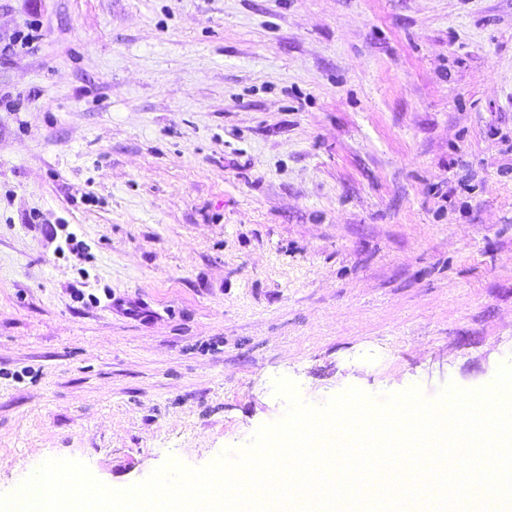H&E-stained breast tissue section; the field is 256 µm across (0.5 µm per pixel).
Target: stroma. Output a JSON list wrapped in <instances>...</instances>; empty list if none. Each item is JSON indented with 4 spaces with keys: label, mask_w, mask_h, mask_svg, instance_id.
I'll list each match as a JSON object with an SVG mask.
<instances>
[{
    "label": "stroma",
    "mask_w": 512,
    "mask_h": 512,
    "mask_svg": "<svg viewBox=\"0 0 512 512\" xmlns=\"http://www.w3.org/2000/svg\"><path fill=\"white\" fill-rule=\"evenodd\" d=\"M0 496L123 489L356 387L512 365V0H0Z\"/></svg>",
    "instance_id": "obj_1"
}]
</instances>
